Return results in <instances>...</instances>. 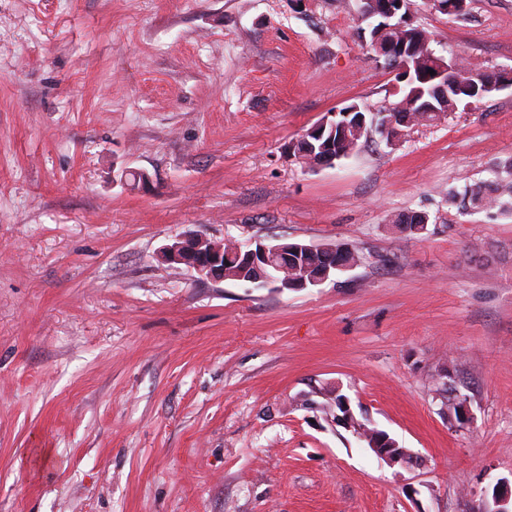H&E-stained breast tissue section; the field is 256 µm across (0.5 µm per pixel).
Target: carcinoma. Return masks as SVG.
<instances>
[{
	"label": "carcinoma",
	"mask_w": 512,
	"mask_h": 512,
	"mask_svg": "<svg viewBox=\"0 0 512 512\" xmlns=\"http://www.w3.org/2000/svg\"><path fill=\"white\" fill-rule=\"evenodd\" d=\"M431 7L437 12L448 16L463 15L467 9L466 0H429ZM370 51L377 59L384 61L389 69H395L399 63L380 53L386 45H399L404 43L414 46V52L409 56V77L400 81L399 90L393 94L394 100L381 109L366 112L367 127L365 134H379L384 141L388 140L386 125L393 122L398 129H409L417 125H433L448 116V113L458 110L459 107L471 108L484 98L493 95L490 90L484 89L481 79L503 76V70H488L478 64H471L464 59L454 62L447 61L435 53L431 48V34L420 25L401 29L393 25H383L375 22L369 32ZM454 67L460 73L470 76L471 81L448 86V92L437 94L434 92L432 75L428 70H435L440 66ZM344 117L336 118V135L334 136V153L336 159L349 157L357 148L360 139L353 131L339 128ZM318 140L313 134H302L294 145L295 155L299 163L312 168L322 156ZM463 207L472 210L490 209L496 206L512 208V159L501 164L493 171V176L484 185L475 189L466 190L462 197ZM429 214L426 212L410 211L397 216L395 223L401 226V231L415 235L420 233L422 225L428 223ZM336 250V260L361 262L358 251L346 243H324L314 246V249L300 253L298 261L291 264L292 277L308 279L321 273L329 263L331 250ZM224 278L233 280L237 277L243 279H259L267 270L261 271L246 267L237 260L235 244L224 242ZM353 430L358 435H364L375 442L378 447H388L394 441L387 432L369 426V422L357 421Z\"/></svg>",
	"instance_id": "obj_1"
}]
</instances>
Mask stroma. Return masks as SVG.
Returning a JSON list of instances; mask_svg holds the SVG:
<instances>
[{"label": "stroma", "instance_id": "stroma-1", "mask_svg": "<svg viewBox=\"0 0 512 512\" xmlns=\"http://www.w3.org/2000/svg\"><path fill=\"white\" fill-rule=\"evenodd\" d=\"M410 11L512 70V0ZM358 26L356 0H0V512H476L512 480V214L443 198L512 158V88L305 169L292 141L391 87ZM186 232L362 261L212 281L162 268ZM336 386L411 463L325 413Z\"/></svg>", "mask_w": 512, "mask_h": 512}]
</instances>
